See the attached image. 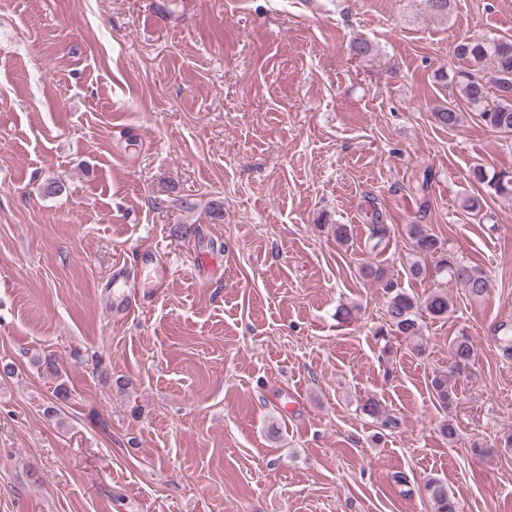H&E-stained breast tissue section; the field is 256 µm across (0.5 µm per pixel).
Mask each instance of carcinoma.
Wrapping results in <instances>:
<instances>
[{
  "mask_svg": "<svg viewBox=\"0 0 512 512\" xmlns=\"http://www.w3.org/2000/svg\"><path fill=\"white\" fill-rule=\"evenodd\" d=\"M351 51L357 57L370 60L378 54L376 47L364 39L355 41ZM453 53L461 66L448 76V86L470 111L477 113L487 127L512 136V39L463 38L456 43ZM433 116L440 125L453 129L461 126L465 113L459 106L450 103L437 108ZM471 177L488 193L512 199V174H491L476 166L471 170ZM409 236L413 239L417 256V260L408 267L410 277L427 275L428 268L421 260L431 256L435 259L434 272L447 274L449 281L463 288L469 296L479 298L488 291L486 275L464 258L442 249L438 238L424 226L410 225ZM362 272L382 288L386 295V326L399 336L410 338L420 335L421 310L433 318H446L454 310L453 300L444 290L432 292L421 302L401 288L386 268L367 263ZM450 352L453 367L458 370L469 364L474 349L468 337L460 336L452 342ZM431 388L441 406L451 408L454 390L449 384L448 375L435 373L431 378ZM425 489L435 505V512H458L455 497L441 481L432 478L426 482Z\"/></svg>",
  "mask_w": 512,
  "mask_h": 512,
  "instance_id": "1",
  "label": "carcinoma"
}]
</instances>
